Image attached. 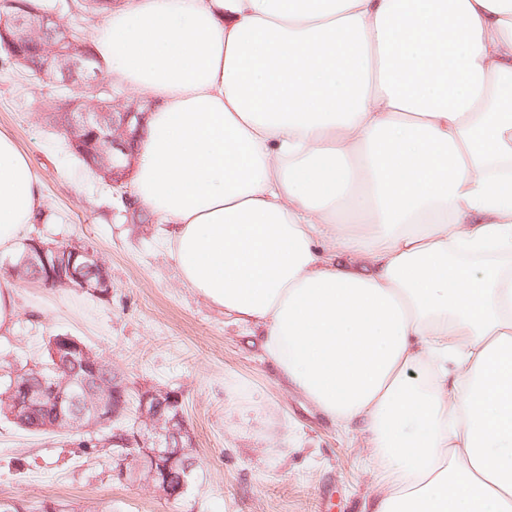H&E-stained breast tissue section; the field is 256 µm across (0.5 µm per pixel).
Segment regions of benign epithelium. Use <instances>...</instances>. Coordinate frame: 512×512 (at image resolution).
<instances>
[{
    "label": "benign epithelium",
    "instance_id": "benign-epithelium-1",
    "mask_svg": "<svg viewBox=\"0 0 512 512\" xmlns=\"http://www.w3.org/2000/svg\"><path fill=\"white\" fill-rule=\"evenodd\" d=\"M0 35L6 37L9 48L27 40L28 26L18 15L0 14ZM47 64L62 71L64 82L75 81L90 86L94 92L112 94L100 72L94 68L92 55L73 48L57 51L56 57H48ZM140 103L129 102L120 108H113L108 97L89 104L83 99L66 102L67 111L77 114L65 128L74 146L93 152L107 150L102 163L94 171L111 187L123 188L127 176L135 163L132 146L135 132L140 126L144 113L139 111ZM23 268H37L43 275V283L50 286L75 285L97 295H105L112 287L111 275L94 250L85 244L50 245L39 241L27 244V250L20 262ZM51 354L55 364L63 367L75 358H82L83 365L97 372L96 363L84 345L71 336L60 335L51 340ZM125 384H117L100 392L85 388V396L68 397L65 385L44 386L26 390V406L33 408L51 399L67 403L71 419L68 426L84 430L86 409H91L96 420L103 423L115 417L121 406L113 401H122ZM182 398L177 392L154 388L142 391L140 396L139 419L148 425L151 435H135L134 447L127 450L112 449L122 461L131 460L147 473L148 481L159 492L169 498L184 493L191 476L193 459L189 457L192 437L182 413Z\"/></svg>",
    "mask_w": 512,
    "mask_h": 512
}]
</instances>
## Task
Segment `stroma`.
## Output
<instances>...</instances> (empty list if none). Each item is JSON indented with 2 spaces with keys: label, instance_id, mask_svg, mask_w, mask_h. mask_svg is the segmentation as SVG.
I'll return each mask as SVG.
<instances>
[{
  "label": "stroma",
  "instance_id": "35a3bbf8",
  "mask_svg": "<svg viewBox=\"0 0 512 512\" xmlns=\"http://www.w3.org/2000/svg\"><path fill=\"white\" fill-rule=\"evenodd\" d=\"M63 90L31 77L0 51V132L38 170L48 208L24 239L82 242L108 266L112 288L25 282L14 328L0 335V365L42 361L52 334L76 336L112 363L131 395L182 396L196 463L170 500L121 473L109 447L33 435L0 418V503L45 501L63 512H361L373 490L365 439L334 426L279 382L257 337L190 289L163 247L168 225L134 223L126 206L72 156L43 104Z\"/></svg>",
  "mask_w": 512,
  "mask_h": 512
}]
</instances>
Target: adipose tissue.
Segmentation results:
<instances>
[{
  "label": "adipose tissue",
  "instance_id": "1",
  "mask_svg": "<svg viewBox=\"0 0 512 512\" xmlns=\"http://www.w3.org/2000/svg\"><path fill=\"white\" fill-rule=\"evenodd\" d=\"M133 189L183 285L364 435L362 512H512V0H122ZM45 211L0 133V255Z\"/></svg>",
  "mask_w": 512,
  "mask_h": 512
}]
</instances>
